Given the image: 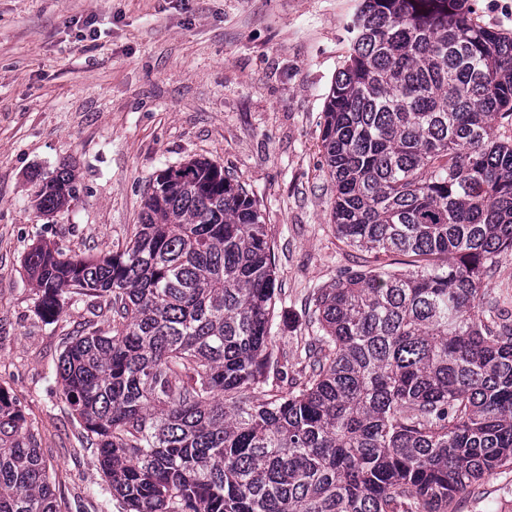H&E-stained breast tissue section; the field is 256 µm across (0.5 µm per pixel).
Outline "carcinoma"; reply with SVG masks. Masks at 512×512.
Wrapping results in <instances>:
<instances>
[{
  "label": "carcinoma",
  "mask_w": 512,
  "mask_h": 512,
  "mask_svg": "<svg viewBox=\"0 0 512 512\" xmlns=\"http://www.w3.org/2000/svg\"><path fill=\"white\" fill-rule=\"evenodd\" d=\"M321 132L347 244L412 269L314 293L309 372L273 344L279 283L257 203L210 160L156 175L104 257L34 245L40 315L106 302L70 337L63 396L125 512H458L512 468V322L484 306L512 252V37L470 0H359ZM77 197L47 180L37 209ZM0 512H60L20 401L0 387Z\"/></svg>",
  "instance_id": "cac0c4a2"
}]
</instances>
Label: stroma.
<instances>
[{
    "mask_svg": "<svg viewBox=\"0 0 512 512\" xmlns=\"http://www.w3.org/2000/svg\"><path fill=\"white\" fill-rule=\"evenodd\" d=\"M356 0H0V387L17 397L61 512H124L62 399L56 363L87 321L36 310L32 245L125 247L163 169L210 159L253 192L282 291L273 341L291 370L314 336L305 304L367 256L338 238L321 145L326 96ZM78 194L43 214L44 179ZM459 512H512V470L476 481Z\"/></svg>",
    "mask_w": 512,
    "mask_h": 512,
    "instance_id": "35a3bbf8",
    "label": "stroma"
}]
</instances>
